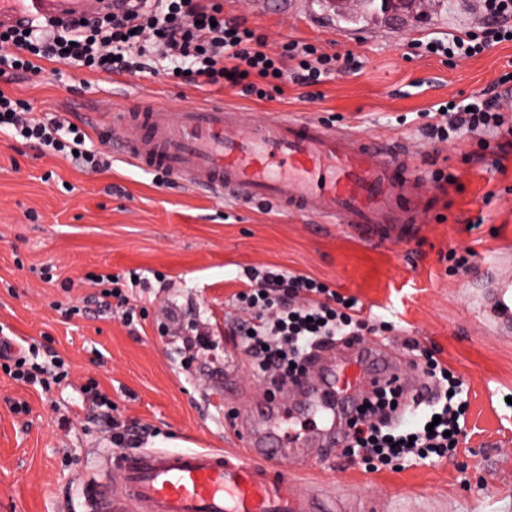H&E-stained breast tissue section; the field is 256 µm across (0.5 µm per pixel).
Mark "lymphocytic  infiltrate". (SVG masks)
<instances>
[{
	"instance_id": "obj_1",
	"label": "lymphocytic infiltrate",
	"mask_w": 512,
	"mask_h": 512,
	"mask_svg": "<svg viewBox=\"0 0 512 512\" xmlns=\"http://www.w3.org/2000/svg\"><path fill=\"white\" fill-rule=\"evenodd\" d=\"M481 9L484 21L449 34L447 40H432V54L465 61L507 41L512 0H481ZM149 53L186 73L188 82L237 88L259 99L282 93L290 80L313 86L359 67L352 53L329 54L309 43L293 40L270 47L266 34L225 17L222 0H130L127 10L85 23L45 20L26 31L0 27V78L8 82L40 74L46 61L91 71L152 74L154 63L145 60ZM497 84L501 91L492 97L474 93L440 104L425 126L428 139L443 143L502 129L512 112V78L500 76ZM29 112L21 100L0 90V129L54 153L76 154L87 170L109 168L105 153L85 149L83 129L47 124ZM243 276L245 288L235 299L251 317L233 324L230 334L271 385L300 374L307 355L335 337L359 338L392 328L391 322L365 315L361 306L316 278L276 267H251ZM421 367L445 392L441 406L423 412L408 405L398 420H389L401 394L388 388L351 418L348 453L360 457L366 471L456 455L465 424V405L456 396L462 381L433 355H425Z\"/></svg>"
}]
</instances>
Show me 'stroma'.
Segmentation results:
<instances>
[{
  "label": "stroma",
  "instance_id": "obj_1",
  "mask_svg": "<svg viewBox=\"0 0 512 512\" xmlns=\"http://www.w3.org/2000/svg\"><path fill=\"white\" fill-rule=\"evenodd\" d=\"M224 13L266 32L272 43L297 40L329 53H353L359 70L317 88L287 82L259 100L229 88L198 87L159 74L89 71L46 63L40 75L6 85L43 121L64 119L108 151L112 130L89 115L129 107L147 95L182 108L221 100L249 120L278 112L337 120L393 150L409 153L420 177L455 176L433 191L417 233L398 242L367 241L340 224H320L264 202L213 201L178 181L113 156L91 172L62 155L41 153L0 133V335L11 354L38 353L65 363L49 388L13 380L0 366V512H85L88 488L111 456L113 417L170 446L243 452L242 417L279 401L252 362L225 334L243 319L234 300L244 268L278 266L325 281L355 297L365 312L392 322L371 336L398 368L432 353L463 381L466 436L456 457L366 472L342 450L290 453L282 470L302 494L372 501L378 512H512V334L491 327L477 298L487 266L512 251V135L490 134L488 149L463 136L430 143L426 111L458 93L489 89L512 67V42L454 64L421 56L412 40L447 38L475 20L472 0H434L382 12L349 10L344 0H287L260 13L251 0H224ZM483 217L480 229L468 223ZM470 250L467 270L452 273L449 249ZM141 273L133 291L140 314L127 327L86 298L88 278ZM205 347L189 348L193 330ZM112 417V418H113Z\"/></svg>",
  "mask_w": 512,
  "mask_h": 512
}]
</instances>
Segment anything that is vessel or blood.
Masks as SVG:
<instances>
[{
    "label": "vessel or blood",
    "instance_id": "vessel-or-blood-1",
    "mask_svg": "<svg viewBox=\"0 0 512 512\" xmlns=\"http://www.w3.org/2000/svg\"><path fill=\"white\" fill-rule=\"evenodd\" d=\"M113 0H0V24L39 17L80 18L111 9ZM118 152L134 165L227 197L267 202L303 217L344 224L357 235L402 240L417 229L427 196L406 154L371 144L356 132L281 113L246 123L238 108L221 102L171 109L150 99L112 111ZM495 312L512 319V268H497ZM321 352L301 384L286 393L305 397L311 409L337 392L351 407L365 389L404 387L380 349L345 346ZM244 454L202 449H140L109 463L111 500L91 490V512H313L297 502L294 483L281 470L280 449L251 439Z\"/></svg>",
    "mask_w": 512,
    "mask_h": 512
}]
</instances>
